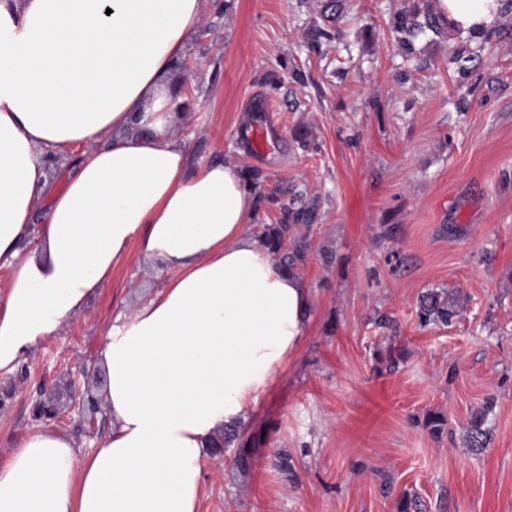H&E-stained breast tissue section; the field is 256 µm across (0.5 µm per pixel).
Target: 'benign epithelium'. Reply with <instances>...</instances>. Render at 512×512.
<instances>
[{
    "instance_id": "benign-epithelium-1",
    "label": "benign epithelium",
    "mask_w": 512,
    "mask_h": 512,
    "mask_svg": "<svg viewBox=\"0 0 512 512\" xmlns=\"http://www.w3.org/2000/svg\"><path fill=\"white\" fill-rule=\"evenodd\" d=\"M100 370L93 363H82L75 373L68 372L62 381L39 388V394L32 406V419L35 422H48L58 418L62 409L77 413L80 423L95 429L96 414L101 412L98 403H86L80 391V382L97 378Z\"/></svg>"
}]
</instances>
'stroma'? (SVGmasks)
Here are the masks:
<instances>
[{
    "mask_svg": "<svg viewBox=\"0 0 512 512\" xmlns=\"http://www.w3.org/2000/svg\"><path fill=\"white\" fill-rule=\"evenodd\" d=\"M409 2L347 0L340 40L314 48L320 0H209L171 68L193 98L173 136L193 161L254 175L256 223H277L295 197L317 204L298 269L311 317L245 446L206 458L200 512H397L405 494L426 512H512V40L485 47L467 90L447 38L425 32L401 53L387 22ZM172 275L130 249L25 369L0 374L14 390L1 463L37 427L39 383L97 359L108 324ZM433 288L462 296L451 325L419 323ZM393 350L405 353L394 368ZM488 400L489 446L476 453L466 428Z\"/></svg>",
    "mask_w": 512,
    "mask_h": 512,
    "instance_id": "35a3bbf8",
    "label": "stroma"
}]
</instances>
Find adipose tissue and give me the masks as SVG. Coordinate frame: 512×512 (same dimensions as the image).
Listing matches in <instances>:
<instances>
[{
  "label": "adipose tissue",
  "instance_id": "obj_1",
  "mask_svg": "<svg viewBox=\"0 0 512 512\" xmlns=\"http://www.w3.org/2000/svg\"><path fill=\"white\" fill-rule=\"evenodd\" d=\"M205 2L0 0V373L97 296L131 247L175 271L106 329L99 447L29 433L0 463V512H199L213 437L247 419L301 342L309 290L245 235L259 202L239 166L193 163L170 133L183 98L167 76ZM438 6L466 31L504 8ZM87 143L48 195L52 156Z\"/></svg>",
  "mask_w": 512,
  "mask_h": 512
}]
</instances>
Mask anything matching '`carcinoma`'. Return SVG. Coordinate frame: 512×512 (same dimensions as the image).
<instances>
[{
  "instance_id": "1",
  "label": "carcinoma",
  "mask_w": 512,
  "mask_h": 512,
  "mask_svg": "<svg viewBox=\"0 0 512 512\" xmlns=\"http://www.w3.org/2000/svg\"><path fill=\"white\" fill-rule=\"evenodd\" d=\"M388 27L396 38L398 44L405 50H412L413 39L424 30L440 36L445 30L454 28V25L442 14L434 13L423 7L420 3L413 4L412 8L396 12L389 16ZM512 39V26L508 28L495 27L491 30H471L467 41L451 48V61L458 64V83L463 86L469 83L477 68L476 57L473 56L469 43L474 41L480 46L492 43L494 39ZM281 220L277 224H260L256 228V238L270 254L280 257V266L294 272L305 260L308 250V230L316 218L313 207H297L290 202L281 207ZM461 312L458 295L446 288L429 289L419 297L417 316L422 326H447ZM493 403L488 401L476 409L468 421L467 447L473 451H482L487 448L489 431L485 428L488 416L492 411Z\"/></svg>"
}]
</instances>
